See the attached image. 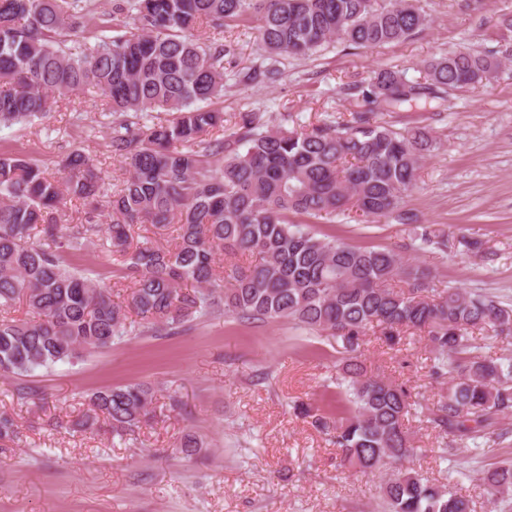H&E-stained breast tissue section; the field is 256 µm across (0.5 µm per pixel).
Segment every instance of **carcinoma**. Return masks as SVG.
Here are the masks:
<instances>
[{
	"label": "carcinoma",
	"mask_w": 512,
	"mask_h": 512,
	"mask_svg": "<svg viewBox=\"0 0 512 512\" xmlns=\"http://www.w3.org/2000/svg\"><path fill=\"white\" fill-rule=\"evenodd\" d=\"M91 7L92 0H0V125L42 123L56 99L85 93L103 97L111 112L140 118L157 108L176 116L111 126L109 147L125 178L110 194L79 151L62 161L61 177L0 154V375L72 363L133 334L180 335L223 315L244 324L288 320L341 342L336 389L348 409L336 419L334 444L343 465L376 470L417 453L406 425L415 400L406 385L368 375L362 336L376 326L394 347L413 329L426 332L430 376L454 373L447 398L428 413L440 458L479 437L508 438L512 364L483 354L474 333L512 338V308L458 288L430 299L422 295L427 269L392 249L319 237L300 221L351 206L372 223H409L401 204L435 138L425 127L394 130L372 114L483 86L501 59L470 50L433 57L415 82L382 68L358 88L370 109L345 123L288 130L248 111L228 127L224 113L200 106L224 96L228 50L219 39H195L196 27L220 34L255 22L274 59L336 41L357 48L400 42L426 25V15L415 0H112V23L86 37ZM278 74L269 66L232 72L244 85ZM66 197L85 202V223H58ZM104 210L112 216L111 252L123 258L131 284L125 305L91 272L65 261L87 245ZM137 224H175L176 242L147 239L133 249ZM246 252L258 262L243 268L230 261ZM218 255L228 259L219 269ZM396 280L408 289L395 288ZM18 304L26 317H6ZM129 310L138 325H126ZM152 397L150 386L134 383L99 390L91 402L121 438L147 422ZM17 438L14 419L0 413V445ZM482 481L492 500L512 497V464ZM383 493L388 512H470L454 487L411 470L388 479Z\"/></svg>",
	"instance_id": "obj_1"
}]
</instances>
